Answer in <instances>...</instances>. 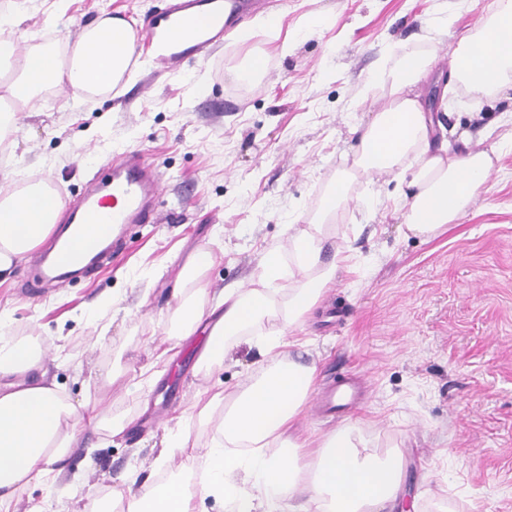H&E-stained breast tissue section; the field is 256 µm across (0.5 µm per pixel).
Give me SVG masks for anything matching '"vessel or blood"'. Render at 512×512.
Returning <instances> with one entry per match:
<instances>
[{
	"mask_svg": "<svg viewBox=\"0 0 512 512\" xmlns=\"http://www.w3.org/2000/svg\"><path fill=\"white\" fill-rule=\"evenodd\" d=\"M258 0H174L155 15L136 38L146 48L157 49L163 68L176 71L184 63L206 59L210 48L220 44L231 30L233 19L257 6ZM106 179L100 181L80 203L69 209L71 235L55 255L39 260L40 276L54 285H65L68 266L106 253V240L120 239L129 224H148L162 192L159 174L147 165L139 149L129 148L106 163ZM359 383L346 379L329 387L318 401L326 412L338 408L334 398L344 393L351 406H359Z\"/></svg>",
	"mask_w": 512,
	"mask_h": 512,
	"instance_id": "1",
	"label": "vessel or blood"
}]
</instances>
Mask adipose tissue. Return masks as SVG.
Masks as SVG:
<instances>
[{
    "label": "adipose tissue",
    "instance_id": "adipose-tissue-1",
    "mask_svg": "<svg viewBox=\"0 0 512 512\" xmlns=\"http://www.w3.org/2000/svg\"><path fill=\"white\" fill-rule=\"evenodd\" d=\"M14 55V42L1 40L0 101L25 103L64 83L83 97L105 95L142 64L133 21L107 13L82 27L65 50L43 47L19 62ZM452 60L451 81L464 84L474 97L512 85V0H491L487 22L458 44ZM424 72L423 58L402 60L392 76L391 104L363 129L353 170L337 179L316 220L286 225L292 263H285L281 252L267 251L257 288L243 293L227 287L215 297L196 285L216 260L211 249L197 250L183 266L173 286L178 327L172 340L206 331L201 371L223 366L227 337L273 314L280 329L259 335L257 342L267 351L282 346L283 328L299 325L334 284L346 257L338 252L324 260L330 240L326 227L355 174L400 171L409 188L406 228L420 236L452 223L480 194L495 159L512 151V141L464 154L434 145L432 121L415 91ZM61 208L59 198L38 183L0 198V278L33 258L54 233ZM287 277L294 280L288 289L281 284ZM314 375V367L277 358L233 397L215 393L198 413L186 414L170 436V447H186L191 425L216 423V439L200 450L208 465L201 489L177 476L137 492L112 489L111 501L126 502L127 512H198L199 498L208 496L223 502L227 512H398L397 455L364 452L353 426L339 429L314 450L291 437ZM81 422L95 427L100 416L67 401L48 381L40 347L1 335L0 512H11L25 485L52 480L50 466L68 457Z\"/></svg>",
    "mask_w": 512,
    "mask_h": 512
}]
</instances>
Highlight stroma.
<instances>
[{"instance_id": "obj_1", "label": "stroma", "mask_w": 512, "mask_h": 512, "mask_svg": "<svg viewBox=\"0 0 512 512\" xmlns=\"http://www.w3.org/2000/svg\"><path fill=\"white\" fill-rule=\"evenodd\" d=\"M38 0L26 47L76 36L101 13L143 23L169 0ZM488 0H269L278 36L240 22L206 62L175 73L146 61L118 94L81 99L50 89L15 114L0 185L27 174L77 198L113 154L135 147L162 177L154 223L127 225L118 251L62 288H35L36 265L0 282L5 331L42 344L50 379L74 404L94 405L98 430L80 431L53 488L33 481L12 512H87L111 487L155 484L187 456L168 447L183 412L232 395L270 362L252 334L230 339L222 369L196 372V345L158 360L175 326L173 284L190 255H216L203 280L216 293L255 287L263 254L286 247L287 220L308 222L350 169L365 127L390 104L389 73L417 54V90L452 151L512 138V87L473 102L448 90L446 61L486 19ZM260 58L262 77L235 80ZM397 174L358 178L335 217L338 269L289 334L292 359L316 367L315 388L366 378L362 410L331 419L305 402L291 435L319 447L348 425L369 452L399 455L402 501L413 512H512V152L495 161L477 200L433 237L408 232ZM115 303L108 310L106 298ZM160 373L138 386L144 367ZM131 419L113 433V417Z\"/></svg>"}]
</instances>
